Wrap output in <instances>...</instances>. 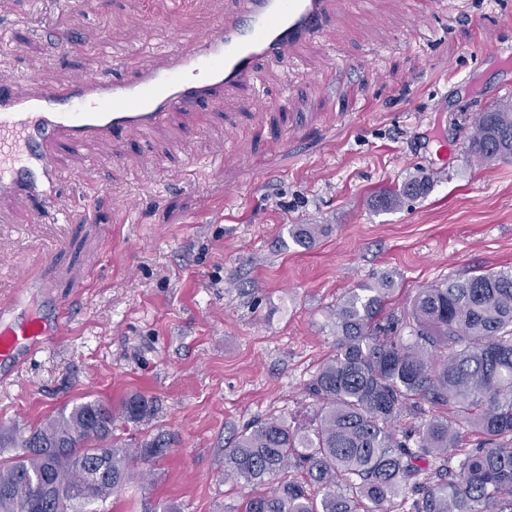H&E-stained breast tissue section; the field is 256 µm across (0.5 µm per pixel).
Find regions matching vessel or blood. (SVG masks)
Here are the masks:
<instances>
[{"instance_id": "b4317fda", "label": "vessel or blood", "mask_w": 512, "mask_h": 512, "mask_svg": "<svg viewBox=\"0 0 512 512\" xmlns=\"http://www.w3.org/2000/svg\"><path fill=\"white\" fill-rule=\"evenodd\" d=\"M328 0H239L236 13L191 42H169L157 61L129 78L98 69L61 88L46 77L18 92L0 73V198L27 197L36 213L57 202L62 179L56 146H79L113 136L136 139L175 112L191 113L221 100L226 91L254 88L259 67L287 59L327 23ZM30 282L14 287L0 305V357L14 358L58 341L62 323L20 318Z\"/></svg>"}]
</instances>
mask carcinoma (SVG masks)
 Listing matches in <instances>:
<instances>
[{
    "label": "carcinoma",
    "instance_id": "1",
    "mask_svg": "<svg viewBox=\"0 0 512 512\" xmlns=\"http://www.w3.org/2000/svg\"><path fill=\"white\" fill-rule=\"evenodd\" d=\"M466 151L487 163L512 156V104L476 116ZM412 179L379 197L382 208L425 192ZM321 232L296 224L305 247ZM392 282L351 289L336 305V353L307 389L319 404L302 431L270 416L224 449V476L255 488L244 512H512V269L480 272L418 289L403 314L388 309ZM448 407L417 429L395 423L425 407ZM155 400L142 395L117 408L99 399L74 405L12 442L0 455V512H108L129 478L130 462H155L170 434L149 435L132 448L117 423L153 419ZM478 433L462 447L461 430ZM303 471L323 491L308 494Z\"/></svg>",
    "mask_w": 512,
    "mask_h": 512
}]
</instances>
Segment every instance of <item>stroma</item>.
I'll return each mask as SVG.
<instances>
[{"mask_svg": "<svg viewBox=\"0 0 512 512\" xmlns=\"http://www.w3.org/2000/svg\"><path fill=\"white\" fill-rule=\"evenodd\" d=\"M0 0V71L19 91L81 81L95 55L130 75L144 50L209 31L231 0ZM72 47L54 43L57 26ZM262 103L238 93L145 137L60 145L57 211L32 218L0 199V299L34 280L24 316L64 334L0 377V437L64 407L159 402L143 434L176 443L137 465L112 512L143 499L178 512H237L251 488L224 478V450L269 415L310 425L305 387L336 350L332 312L349 289L387 277L406 311L418 288L512 268V158L465 150L478 112L512 102V0H330L327 27L264 65ZM415 175L425 195L393 209L376 195ZM295 224H318L310 248Z\"/></svg>", "mask_w": 512, "mask_h": 512, "instance_id": "1", "label": "stroma"}]
</instances>
